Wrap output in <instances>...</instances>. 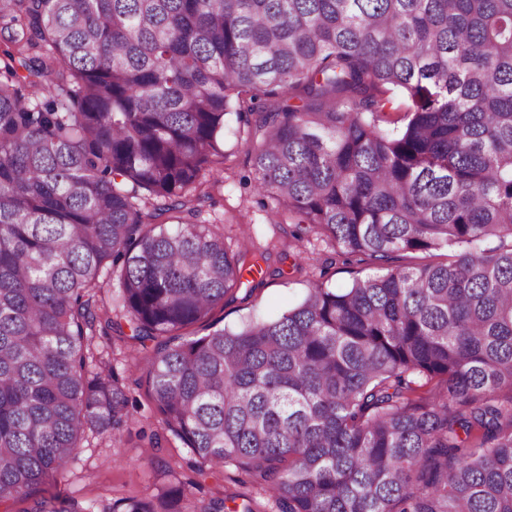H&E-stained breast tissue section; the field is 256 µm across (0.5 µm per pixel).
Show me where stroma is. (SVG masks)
Wrapping results in <instances>:
<instances>
[{
  "mask_svg": "<svg viewBox=\"0 0 512 512\" xmlns=\"http://www.w3.org/2000/svg\"><path fill=\"white\" fill-rule=\"evenodd\" d=\"M252 131V126L230 120L219 166L224 183L211 198L195 201L194 206L199 223L222 224L229 251H237L246 235L254 246L269 249L271 256L263 263V280L252 294L225 297L208 322L195 326L197 335L207 334L212 328H235L256 316L277 317L300 302L314 284L340 290L387 265L407 268L443 261L440 250L406 251L396 254L386 265L363 255H337L331 245L312 234L300 242L293 239L288 218L277 215L271 199L252 192L255 173L244 144ZM131 345V340L123 336L95 338V347L108 366L126 380L129 419L109 440L85 433L78 455L64 474L57 481L39 486L33 498L9 503V512H30L34 499L56 496L74 499L90 512H102L116 499L150 500L188 481L195 484V506L220 498L226 512H239L248 497L254 512H277L260 485L233 466L198 473L195 455L161 423L145 383V369L134 366L129 358Z\"/></svg>",
  "mask_w": 512,
  "mask_h": 512,
  "instance_id": "stroma-1",
  "label": "stroma"
}]
</instances>
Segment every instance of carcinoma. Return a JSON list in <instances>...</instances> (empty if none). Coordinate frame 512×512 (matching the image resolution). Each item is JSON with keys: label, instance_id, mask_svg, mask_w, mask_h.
I'll return each instance as SVG.
<instances>
[{"label": "carcinoma", "instance_id": "cac0c4a2", "mask_svg": "<svg viewBox=\"0 0 512 512\" xmlns=\"http://www.w3.org/2000/svg\"><path fill=\"white\" fill-rule=\"evenodd\" d=\"M0 29V506L128 416L92 370L126 324L199 472L278 512H512V0H6ZM391 90L413 109L383 130ZM232 114L296 240L447 261L175 342L266 259L184 217ZM194 486L102 512H224Z\"/></svg>", "mask_w": 512, "mask_h": 512}]
</instances>
